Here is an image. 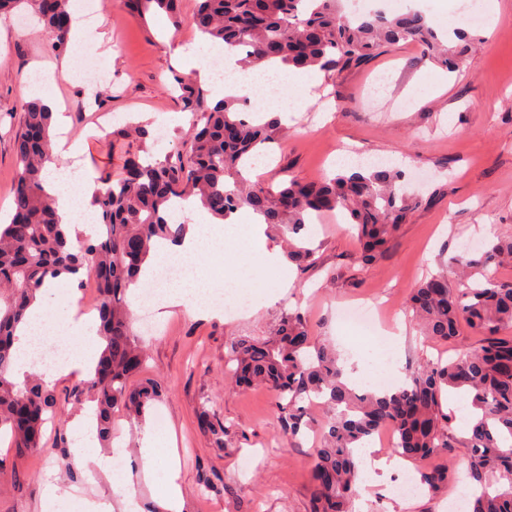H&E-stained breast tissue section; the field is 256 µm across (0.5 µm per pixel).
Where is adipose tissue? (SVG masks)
I'll use <instances>...</instances> for the list:
<instances>
[{
	"mask_svg": "<svg viewBox=\"0 0 512 512\" xmlns=\"http://www.w3.org/2000/svg\"><path fill=\"white\" fill-rule=\"evenodd\" d=\"M185 74L192 80L209 85L215 99L236 96L243 92V73L239 54L233 49H224L226 77L217 80L201 63L196 48L177 47ZM46 188L53 198L57 217L68 229H80L90 234L91 226L83 215L91 209L93 195L103 185L84 174H71L69 170L53 171L46 182ZM184 212L192 221L181 242L158 241L150 259L143 265L140 281H148L156 263L164 257H175L189 267L187 279L180 285L166 290L162 304L178 307L187 303L191 294L205 292L210 286L208 271L199 261L202 254H210L213 260L226 259L228 254L245 257L263 263L269 270L277 287L288 285L287 262L279 252L270 250L266 226L261 217L251 210L242 209L225 220L214 218L197 199L182 204ZM71 331L75 337V352L70 359L52 371V378H60L80 371L89 376L94 370L101 353L102 340L97 335L92 316H82L73 322ZM399 358V335L396 331H384L382 337L373 342L363 343L354 359V367L348 368L349 382L377 383L379 377L398 381L402 378ZM142 474L147 483L160 489V503L165 512H181L182 488L179 483L180 463L175 449L170 448L165 431L153 426L146 428L140 448Z\"/></svg>",
	"mask_w": 512,
	"mask_h": 512,
	"instance_id": "adipose-tissue-1",
	"label": "adipose tissue"
}]
</instances>
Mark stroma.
I'll return each mask as SVG.
<instances>
[{"label":"stroma","instance_id":"1","mask_svg":"<svg viewBox=\"0 0 512 512\" xmlns=\"http://www.w3.org/2000/svg\"><path fill=\"white\" fill-rule=\"evenodd\" d=\"M98 20L102 39L61 59L46 50L43 25L31 11L0 19V219L12 207L15 136L24 118L25 90L38 66H54V98L67 120V140L81 141L83 166L93 177L122 171L120 150L109 134L125 122H151L164 135L163 153L184 144L190 115L174 88L182 65L175 44L205 43L192 25L195 0H179L180 22L156 9L137 19L124 0H73ZM463 0H406L424 12L449 46H456L455 13ZM494 27H470L472 43L456 70L401 43L340 73H321V98L305 111L287 115L288 132L271 145L251 172L252 180L279 187L288 179L315 182L378 157L401 168L407 190L420 199L389 251L374 262L359 258L360 248L338 212L316 226V262L305 274L291 273L279 298L251 290L257 271L215 268L214 287L237 281L244 293L235 313L215 318L192 316L183 307H157L154 331L139 332L147 360L132 386L151 380L164 395L141 422L116 412L112 424L124 439L131 461L129 487L142 512H155L154 491L142 480L140 446L146 423L167 425L180 459L183 512H310V473L318 432L327 410L313 407L309 426L297 438L281 436L275 398L265 387L233 388L225 376L231 342L240 336H266L293 311L305 314L317 342L330 345L342 361L360 347L339 310L348 303L384 306L386 319L402 328L400 355L406 369L437 359L476 352L481 336L461 326L447 342L429 341L406 312L412 290L426 274L448 273L466 241L512 236V0H482ZM390 73L380 100L386 116L377 121L361 99L373 80ZM110 91L104 110L89 106L97 88ZM76 379L51 383L64 421L43 431L45 451L16 455L0 436V512H41L47 484L74 490L53 512H83L86 499L119 501L111 482L78 464L73 449L79 436L69 426L90 403L74 396ZM392 473L378 472L373 487L360 491L356 512H444V496L404 502L385 492Z\"/></svg>","mask_w":512,"mask_h":512}]
</instances>
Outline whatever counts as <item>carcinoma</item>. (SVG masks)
I'll list each match as a JSON object with an SVG mask.
<instances>
[{
    "instance_id": "obj_1",
    "label": "carcinoma",
    "mask_w": 512,
    "mask_h": 512,
    "mask_svg": "<svg viewBox=\"0 0 512 512\" xmlns=\"http://www.w3.org/2000/svg\"><path fill=\"white\" fill-rule=\"evenodd\" d=\"M178 2L131 0L130 6L141 16L154 4L177 26ZM25 3L44 22L52 50L66 54L69 0H0V15ZM192 25L213 43L241 49L249 69L278 60L297 69L339 73L383 46L400 42L414 44L444 63L464 53L444 46L418 10L348 17L340 10V0H196ZM175 81L183 110L192 114L190 149L153 157L146 146L151 137L147 125L113 131L112 144L131 139L139 149L125 152L122 176L99 178L107 189L91 201L96 237L74 243L56 219L45 190L43 171L53 161V113L39 100L24 104L13 211L9 223L0 224V431L10 434L19 456L44 449L43 425L62 414L43 377L31 374L18 382L11 374L18 358L19 325L47 279L83 269L96 281L97 334L105 347L94 373L75 387L74 396H93L100 441L105 443L112 438L114 410L139 420L163 396L155 382L138 387L129 383L142 368L145 351L132 330L126 295L156 242L175 241L186 231L187 224L167 215L171 203L194 196L223 220L242 208L253 210L301 271L315 263V250L301 237L313 217L346 210L362 260L370 262L386 253L419 205L405 190L403 172L393 167L339 172L320 182L290 179L276 190L249 181L243 170L275 143L284 128L282 117L255 119L246 98L211 106L195 81L179 76ZM511 261L512 238L498 237L453 258L460 276L471 280L462 295L449 288L443 272L414 289L408 307L425 336L448 341L465 322L482 336L483 344L473 354L440 359L413 371L410 382L392 392L357 390L343 382L339 355L313 340L299 313L288 314L268 337L241 338L231 346L230 384L243 380L249 387L270 388L285 436L294 437L307 426L313 399L324 400L333 410L313 457L312 512H352L356 449L385 423L397 438L392 452L415 464L426 493L437 496L458 478L448 464L430 468L426 460L462 452L470 459V484L479 487L468 512H512V335L504 334L512 329V282H501L495 275L497 266ZM453 390L471 400V419L462 440L452 431L454 411L444 410ZM493 476L507 480V485L491 490Z\"/></svg>"
}]
</instances>
